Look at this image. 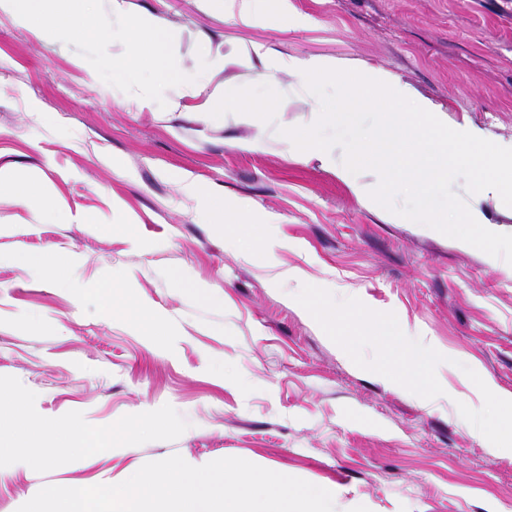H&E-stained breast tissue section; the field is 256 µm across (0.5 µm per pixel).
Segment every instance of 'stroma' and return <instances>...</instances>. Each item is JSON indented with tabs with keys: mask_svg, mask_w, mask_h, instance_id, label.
Listing matches in <instances>:
<instances>
[{
	"mask_svg": "<svg viewBox=\"0 0 512 512\" xmlns=\"http://www.w3.org/2000/svg\"><path fill=\"white\" fill-rule=\"evenodd\" d=\"M51 9L64 27L42 38L0 12V179L34 186L0 198V386L35 396L0 428L27 458L0 477V512L175 454L330 487L335 512H512V455L457 408L483 405L468 366L512 393V265L395 222L330 160L289 151L278 128L312 124L320 102L256 54L383 68L449 124L508 142L512 0H288L249 26L212 0H125L121 20L167 34L161 71L126 65L110 0ZM256 99L260 125L239 121ZM210 195L249 208L250 229L208 213ZM17 250L67 265L18 267ZM305 284L395 313L444 355L443 395L356 366L296 302ZM67 422L96 443L77 464L47 455Z\"/></svg>",
	"mask_w": 512,
	"mask_h": 512,
	"instance_id": "obj_1",
	"label": "stroma"
}]
</instances>
